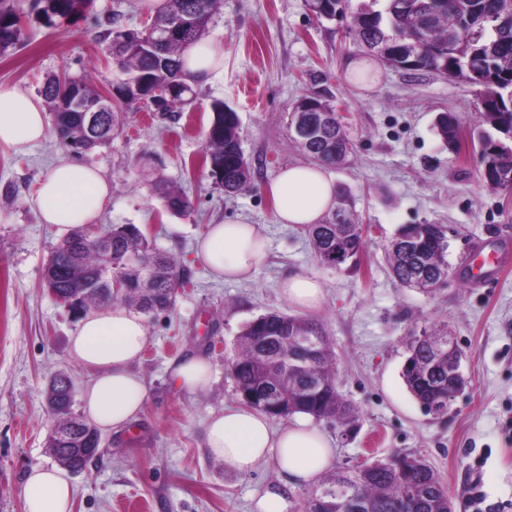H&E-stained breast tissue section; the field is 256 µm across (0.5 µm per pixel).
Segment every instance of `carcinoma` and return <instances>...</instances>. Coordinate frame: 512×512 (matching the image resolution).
<instances>
[{"label":"carcinoma","instance_id":"1","mask_svg":"<svg viewBox=\"0 0 512 512\" xmlns=\"http://www.w3.org/2000/svg\"><path fill=\"white\" fill-rule=\"evenodd\" d=\"M411 8H391V0L377 7L374 0H324L331 10L352 11L349 43L366 51L373 43L404 38L416 39L419 69L448 72L479 90L480 124L472 132L481 145V177L490 187L512 191V104L506 101L512 90V17L502 14L501 0H410ZM220 0H167L164 10L155 13L148 29L118 30L113 27L100 35L115 63L116 106L100 113L93 136H78L84 129L79 112L65 111L72 95L97 98L101 92L86 78L65 74L49 79L42 95L53 112V125L59 143L76 153L112 142L119 126V110L132 109L138 98L126 97L121 81L128 76H144V93L154 88H174L166 101L170 113L182 112L196 99L194 87L185 81L183 53L186 47L203 39L219 8ZM95 0H0V55L24 41L31 19L52 28L93 11ZM376 15L372 24L362 18L364 9ZM213 117L205 133L203 175L211 183L235 194L254 188V166L240 144L238 114L222 102L212 104ZM436 133L453 150L459 140L456 119L444 113ZM293 141L315 161L341 166L353 154V141L338 126L326 133L313 131L307 138ZM154 188L167 211L187 215L192 199L182 187L159 179ZM112 232L103 249L85 247L80 231L63 240L52 252L43 271V285L61 294L78 297L79 313L108 304H124L151 316L175 304L173 275L176 262L153 247L135 224H103ZM319 263L325 267L358 269L351 259L363 248V224L353 201L346 193L337 197L336 207L321 222L306 229ZM397 283L408 287L413 276H424L421 291L433 292L432 285L448 270L447 228L439 224L402 226L385 249ZM121 272L125 285L110 287L111 272ZM319 340L324 355L315 363L303 361L299 336ZM444 331L436 326L411 337L402 369L404 383L427 414L442 417L448 412V360L460 356L461 349L434 348ZM243 404L271 419L283 418L270 396L288 399V414L305 413L314 420H331L349 426L358 411L340 393L336 355L324 329L306 318L281 311H270L247 322L235 341L229 360ZM47 405L61 425L71 420L73 397L69 395L64 373L51 376L47 385ZM89 439L65 440L50 436L49 448L57 462L72 473L84 472L92 457L84 449L95 448ZM448 490L437 471L421 457L399 451L369 465L336 470L322 478L304 503V512H448Z\"/></svg>","mask_w":512,"mask_h":512}]
</instances>
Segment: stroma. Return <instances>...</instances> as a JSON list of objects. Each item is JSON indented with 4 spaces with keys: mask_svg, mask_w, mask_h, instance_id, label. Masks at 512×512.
Instances as JSON below:
<instances>
[{
    "mask_svg": "<svg viewBox=\"0 0 512 512\" xmlns=\"http://www.w3.org/2000/svg\"><path fill=\"white\" fill-rule=\"evenodd\" d=\"M114 15L134 30L150 18L138 0H96L91 14L55 28L29 22L24 43L0 56V83L36 95L68 73L107 90L112 60L99 36ZM351 22L316 19L305 0H222L207 37L223 46L224 59L209 84L196 86L191 109L173 119L144 107L123 113L110 146L80 155L52 135L25 152L0 147V512H26L29 469L56 465L45 402L54 373L71 377L72 413L84 415L89 373L70 353L79 320L42 285L61 238L40 223L33 202L50 168L74 159L99 168L111 186L99 222L138 225L189 282L170 312L147 318L146 345L132 366L148 388L143 412L124 431L102 434L98 459L72 477V512H253L266 488L282 484L269 461L247 474L227 468L210 454L204 428L240 402L227 359L243 324L290 312L279 282L295 275L323 285L324 299L307 317L325 328L339 390L358 409L350 430L319 423L336 443L334 468L410 453L438 472L454 512H512V194L487 187L477 154H449L434 130L437 114L448 112L469 132L479 119L478 90L384 65L374 82L350 83ZM306 94L330 100L355 143L349 165L331 174L369 227L357 272L322 267L305 229L278 223L268 193L282 168L308 160L288 129L293 102ZM215 100L238 113L254 163V189L230 198L199 167ZM159 177L186 189L192 215L166 210L153 188ZM232 220L259 225L268 255L250 280L217 282L194 244L208 225ZM406 224L447 226L445 288L426 294L393 280L384 247ZM500 251L506 261L474 279L475 255ZM434 324L456 337L469 379L441 418L425 414L402 379L410 336ZM192 352L209 359L213 381L188 393L171 383L167 367Z\"/></svg>",
    "mask_w": 512,
    "mask_h": 512,
    "instance_id": "35a3bbf8",
    "label": "stroma"
}]
</instances>
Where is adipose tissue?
<instances>
[{
  "label": "adipose tissue",
  "mask_w": 512,
  "mask_h": 512,
  "mask_svg": "<svg viewBox=\"0 0 512 512\" xmlns=\"http://www.w3.org/2000/svg\"><path fill=\"white\" fill-rule=\"evenodd\" d=\"M186 79L191 85L211 81L223 58L219 44L203 41L188 47ZM47 115L38 99L19 88L0 84V145L22 150L48 134ZM333 177L318 164L283 168L269 187L280 223L310 227L336 203ZM109 193L98 170L80 162L54 166L41 181L34 204L42 223L57 234L93 223ZM268 241L253 224L228 222L209 225L198 241L197 256L211 273L226 281L249 279L264 261ZM290 306L306 312L323 299L319 280L292 276L281 283ZM147 339L142 314L115 305L85 315L70 340L73 358L90 373L83 390L84 411L100 430L121 431L137 420L148 391L132 366ZM171 377L183 390L210 385L212 366L207 357L192 354L171 366ZM212 455L239 473L251 472L269 459L288 483L310 482L333 462L336 449L306 414L285 427H273L265 415L245 406L228 407L213 415L205 428ZM26 512H71L72 483L65 471L36 466L23 485Z\"/></svg>",
  "instance_id": "ef3b65f1"
}]
</instances>
